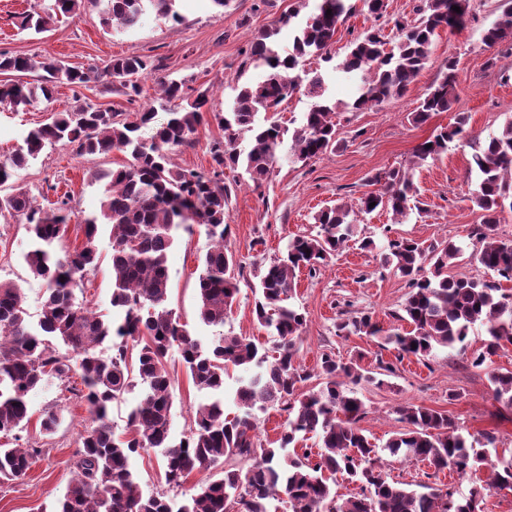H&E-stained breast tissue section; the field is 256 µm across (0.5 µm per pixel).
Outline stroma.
Listing matches in <instances>:
<instances>
[{
    "instance_id": "stroma-1",
    "label": "stroma",
    "mask_w": 512,
    "mask_h": 512,
    "mask_svg": "<svg viewBox=\"0 0 512 512\" xmlns=\"http://www.w3.org/2000/svg\"><path fill=\"white\" fill-rule=\"evenodd\" d=\"M49 0H0V52L26 56H52L65 65L101 68L116 55L148 56L160 64V74L186 79L189 97L204 92L207 109L221 112L231 104L238 85L259 81L262 70L246 59L260 32L274 25L282 14L308 15L314 0H226L217 7L213 0H178V20L145 17L136 28L122 31L104 26L97 13L79 18H62L48 32L35 35L21 28L23 17L39 10ZM354 11L339 25L331 52L333 62L318 58L305 61L307 71H321L327 94L338 110V144L321 158L308 163L289 159L292 141L283 138L277 149L278 161L269 177L254 184L239 168H225L224 183L229 189L225 222L230 226L228 240L242 263L240 292L225 325L226 330L246 336L266 347L274 340L253 315L251 290L260 272L279 256L288 240L314 225L313 217L322 208L345 201L356 203L370 191V178L377 172L407 165L415 147L437 129L454 122L457 113L470 117V128L480 139L496 134L512 119V59L505 52L486 48L481 37L497 18L498 0H469L467 23L463 29L441 31L432 47V61L402 98L380 106L351 112V87L333 68L342 60L351 41L373 25L374 19L362 0H352ZM455 60L458 68V100L453 111L433 115L422 124L412 123L411 112L419 105L428 87L436 80L441 65ZM158 74L144 75L139 97L128 98L121 88L101 95L96 91L60 85L52 106L42 104L15 112L0 103V159L11 155L23 143L26 132L45 122L51 111H61L87 102L116 112H138L152 104ZM217 122L202 126L194 146L178 149L174 161L179 168L210 171L213 142L223 140ZM472 150L460 144L449 148L437 160H430L415 171V182L428 211L409 210L403 223L379 209L362 216L358 229L376 246L360 249L357 242L333 257L316 276L300 274L294 303L305 316L298 360L315 369L323 352L330 351L345 361H361L374 368L376 359L392 365L383 386H358L366 415L360 426L376 445H384L403 428L398 407L411 402L448 411L464 433L472 437L490 432L497 438L499 453L512 452V410L493 397L490 370L512 371V345H505L487 360L485 366L469 365L466 354L440 349L434 357L397 360L394 351L381 350L378 339L366 336L338 337L336 323L342 314L371 313L374 321L388 327L407 293L406 282L392 268L383 265L377 243L384 227L393 234L431 243L442 239H467L474 225L482 223L483 213L470 200L473 179L468 173ZM124 157L114 152L106 156L76 157L64 146L45 150L18 171L15 183L29 191L37 204L46 207L60 196L70 198L72 229L56 246L57 251L77 244L78 224L98 213L103 186L91 178L93 171L117 167ZM31 239L21 218L0 214V279L14 281L21 288L30 321H37L46 297V286L33 277L24 255ZM210 246L203 227L192 226L180 232L169 253L170 293L168 305L182 324L202 341H209L214 330L199 318L198 274L200 258ZM97 247L100 265L90 282L77 291L78 302L111 315L112 274L109 226H100ZM173 418L171 431L181 437L189 429L203 394L193 385L177 354H170ZM456 400H449V393ZM33 417L20 444L39 449L27 475L0 485V512H44L63 494L71 478V461L80 434L89 423V413L79 399L64 387L53 384L32 391L28 397ZM57 408L60 423L51 437H43L36 422L45 409ZM392 478L424 482L451 489L456 496L469 495L476 479L456 473L435 472L425 462L395 463Z\"/></svg>"
}]
</instances>
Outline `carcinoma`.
I'll return each mask as SVG.
<instances>
[{
  "instance_id": "cac0c4a2",
  "label": "carcinoma",
  "mask_w": 512,
  "mask_h": 512,
  "mask_svg": "<svg viewBox=\"0 0 512 512\" xmlns=\"http://www.w3.org/2000/svg\"><path fill=\"white\" fill-rule=\"evenodd\" d=\"M177 0H54L48 10L24 17L23 28L41 34L60 16L78 18L85 7L97 11L102 24L119 29L138 25L152 14L178 19ZM417 17L394 20L397 37L385 34V0H364L375 24L360 33L339 69L363 72L357 96L349 105L359 111L403 96L431 63V51L439 31L462 29L468 0H421ZM460 7L456 12L453 7ZM500 17L485 30L488 48L512 47V0H499ZM350 0H317L314 11L297 22L292 45L278 50L277 29L263 30L250 49L249 60L266 68L262 80L238 88L232 110L213 117L224 128V141L211 147L215 166L211 171H186L172 162L174 152L195 142L198 129L209 122L203 111L205 95L186 107L169 112L151 140L138 131L154 119V107L130 119L90 104H77L55 113L51 121L30 130L24 145L0 161V185L11 180L48 147L62 144L79 157L122 153L126 161L94 175L106 181L100 216L85 221L80 246L60 255L53 249L70 220V196L60 197L46 210L22 186L0 197V213L25 220L32 247L24 261L30 273L46 286V299L37 323L29 320L20 288L0 280V434L12 435L31 420L27 401L34 388L59 381L85 402L91 424L78 440L72 463L73 476L66 491L49 512H271L272 502L288 504L291 512H483L485 496L512 491V455H487L496 437L471 440L447 412L412 404L397 409L405 428L379 448L359 427L365 407L354 386L363 381L381 387L380 372L392 367L378 363L371 371L356 362H344L332 352L320 356L314 375L295 362L305 319L290 303L296 292L297 272L314 277L354 234L356 213L388 209L393 216L406 215L408 202L417 196L413 167L390 168L376 173L370 183L378 186L358 199L357 206L338 203L319 211L315 230L288 240L285 252L260 275L253 286L257 295L253 314L275 337L276 356L245 336L224 332V325L239 293L241 265L227 244L229 225L224 223L227 187L224 165L244 168L249 179L260 183L277 160V147L287 133L276 119L281 104L304 90L311 99L302 125L292 133L296 162L307 163L336 147V104L325 97L318 72L296 74L308 57L332 60L330 47L338 25L352 14ZM160 66L148 57H114L103 70L79 69L53 58L35 59L0 53V74H33L29 81L0 85V101L14 108L36 101L50 103L61 84L86 87L98 83L112 90V80L129 96L142 93L140 78ZM158 98L167 101L185 94L186 80L161 77ZM456 63L448 61L413 113L422 124L447 112L457 98ZM249 137L250 147L239 151L236 143ZM464 140L472 145L470 171L477 184L471 201L484 212L483 223L470 232L471 251L462 243L445 239L424 245L412 238L388 239L385 265L406 280L408 292L401 311L393 314L411 329L392 325L385 329L369 313L359 312L336 324L338 336H375L381 347H392L396 359L426 358L438 348L467 350L466 339L476 325L484 328L482 350L472 353L470 364L479 368L503 344L512 345V293L502 282H512V239L496 236L500 214L512 211V121L498 135L482 142L468 131V116L419 143L413 152L420 165L445 153L450 144ZM375 206H370V203ZM107 224L112 234V294L115 320L110 322L76 302L75 288L90 282L99 264L96 245L98 225ZM204 227L211 247L201 259L198 278L199 315L216 329L205 344L180 323L168 307L167 258L179 230ZM492 272L495 278L471 279L448 274L458 259ZM68 347L62 354L55 342ZM109 345L111 353L104 352ZM179 360L200 391L210 398L198 405L189 430L176 440L171 435L173 401L169 354ZM251 371L234 392L238 413H225V378L229 372ZM137 372L144 393L127 415V427L116 434L109 412L112 402L127 390ZM318 383L306 390L312 378ZM80 379L82 388L71 386ZM494 398L512 409V371H491ZM276 407L287 414L275 446L258 445L254 408ZM319 438L315 454L297 449L306 435ZM159 448L165 484L184 487L195 471L220 469L221 476L192 487L179 502L165 494L144 497L130 469V458ZM39 448L16 445L0 448V481L23 478ZM404 462H428L435 472L459 475L489 471L486 480L466 497L456 498L450 489L411 484L390 477L383 456ZM340 473L360 484V492L348 498L336 495L335 482L327 474Z\"/></svg>"
}]
</instances>
